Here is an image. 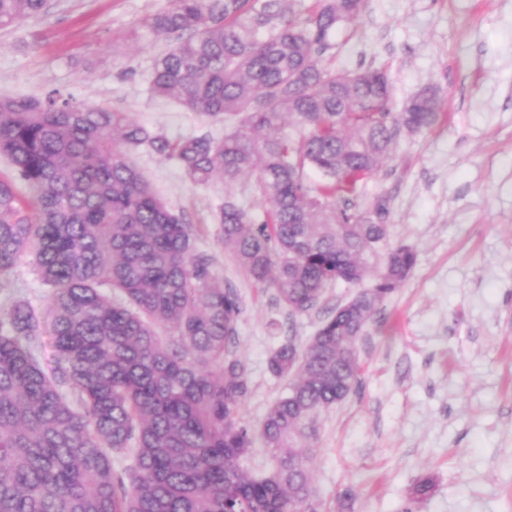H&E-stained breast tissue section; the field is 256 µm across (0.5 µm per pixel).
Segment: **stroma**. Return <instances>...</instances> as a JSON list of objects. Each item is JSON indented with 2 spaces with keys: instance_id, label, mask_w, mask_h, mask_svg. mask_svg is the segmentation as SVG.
Masks as SVG:
<instances>
[{
  "instance_id": "obj_1",
  "label": "stroma",
  "mask_w": 512,
  "mask_h": 512,
  "mask_svg": "<svg viewBox=\"0 0 512 512\" xmlns=\"http://www.w3.org/2000/svg\"><path fill=\"white\" fill-rule=\"evenodd\" d=\"M170 5L47 0L39 15L0 29V96L57 92L171 137L222 136L223 122L150 91L166 42L143 22ZM326 57L338 69H385L394 109L431 86L442 110L429 129L397 135L356 198L361 207L387 199L391 239L417 260L366 329L358 386L320 416L313 502L332 512L350 488L353 512H512V0H368ZM134 161L186 214L239 297L233 350L250 378L242 417L259 426L288 388L269 372L270 352L303 345L355 289L332 285L317 308L289 312L225 252L223 180L193 184L174 160L145 150ZM426 474L432 496L409 504Z\"/></svg>"
}]
</instances>
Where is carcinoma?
Returning a JSON list of instances; mask_svg holds the SVG:
<instances>
[{
    "instance_id": "obj_1",
    "label": "carcinoma",
    "mask_w": 512,
    "mask_h": 512,
    "mask_svg": "<svg viewBox=\"0 0 512 512\" xmlns=\"http://www.w3.org/2000/svg\"><path fill=\"white\" fill-rule=\"evenodd\" d=\"M366 2L172 0L148 17L169 42L151 92L224 120L222 138H171L56 93L0 97V155L12 164L0 176V512H315L318 416L355 390L359 341L416 263L391 241L387 201L354 199L397 133L441 112L429 88L394 112L386 71L324 63ZM45 4L0 0V28ZM142 147L194 184L224 179V249L289 310L313 309L332 284L371 281L305 344L270 352V373L289 386L257 431L241 417L248 369L230 349L239 297L136 166ZM246 176L270 200L261 217L232 195ZM26 257L52 288L42 309L17 291ZM258 437L272 458L260 475L245 466ZM432 490L424 477L410 500Z\"/></svg>"
}]
</instances>
